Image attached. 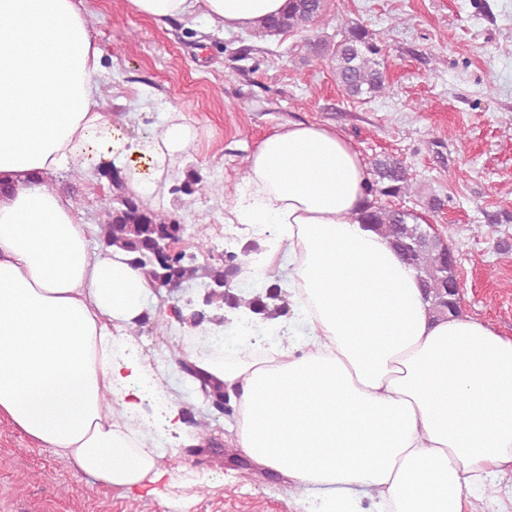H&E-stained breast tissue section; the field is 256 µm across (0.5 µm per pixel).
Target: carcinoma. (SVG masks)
I'll return each instance as SVG.
<instances>
[{
    "label": "carcinoma",
    "mask_w": 512,
    "mask_h": 512,
    "mask_svg": "<svg viewBox=\"0 0 512 512\" xmlns=\"http://www.w3.org/2000/svg\"><path fill=\"white\" fill-rule=\"evenodd\" d=\"M329 0H289L288 10L267 22L254 35L263 37L282 32L307 30L326 16ZM308 50L327 56L332 63L336 84L352 99L375 98L390 88L382 57L381 41L363 26L351 27L334 44L314 40ZM114 187L112 199L100 224L102 242L119 246L130 255V263L140 267L151 286L199 281L203 288L202 308L190 313L194 326L222 319L224 306H238L239 297L231 293L233 279L242 274L235 253H227L224 264L200 265L193 253L182 246L184 225L163 211L148 207L124 187L117 170L100 172ZM372 180L367 193L372 196L363 213L365 223L372 225L413 268L424 289L425 299L434 313L445 316L461 313V297L451 289L457 274L455 251L428 224L421 223L417 212L392 206L389 199L411 194L413 183L406 166L398 158L375 159L371 163ZM222 185L206 182L198 174H187L177 191L186 195L220 193Z\"/></svg>",
    "instance_id": "obj_1"
}]
</instances>
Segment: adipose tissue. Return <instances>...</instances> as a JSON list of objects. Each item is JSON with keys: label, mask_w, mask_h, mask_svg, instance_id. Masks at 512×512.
Here are the masks:
<instances>
[{"label": "adipose tissue", "mask_w": 512, "mask_h": 512, "mask_svg": "<svg viewBox=\"0 0 512 512\" xmlns=\"http://www.w3.org/2000/svg\"><path fill=\"white\" fill-rule=\"evenodd\" d=\"M128 4L244 31L288 0ZM102 70L83 0H0V420L130 491L169 474L139 421L145 369L116 337L148 314L151 286L45 178L115 167L154 202L196 133L177 112L128 140L96 98ZM367 178L335 130L291 122L262 138L224 221L261 246L244 274L287 289L292 311L240 306L232 362L195 365L234 402L235 447L286 478L296 512H476L512 471V338L433 314L415 271L359 220Z\"/></svg>", "instance_id": "obj_1"}]
</instances>
